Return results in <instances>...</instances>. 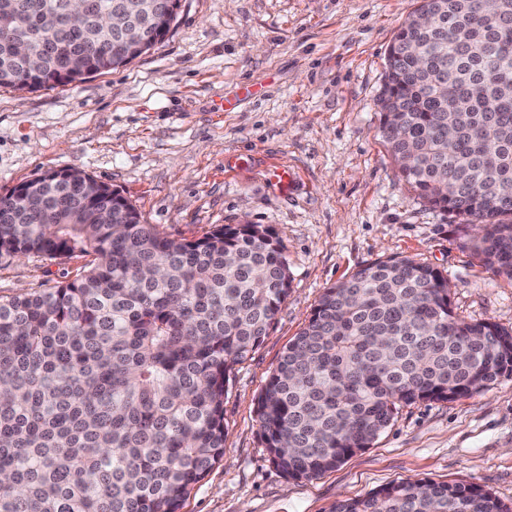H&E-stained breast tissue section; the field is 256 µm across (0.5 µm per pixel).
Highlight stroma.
I'll return each mask as SVG.
<instances>
[{
	"mask_svg": "<svg viewBox=\"0 0 512 512\" xmlns=\"http://www.w3.org/2000/svg\"><path fill=\"white\" fill-rule=\"evenodd\" d=\"M421 0H180L170 32L127 66L36 91L0 87V195L75 167L174 238L265 224L291 292L238 364L224 456L180 512H329L400 479L477 484L512 503V377L402 408L336 470L292 480L269 460L255 400L325 288L380 259L437 267L466 320L512 328V280L483 266L465 226L418 199L380 131L386 54ZM285 166L294 180L272 177ZM77 261L0 258V295L54 284Z\"/></svg>",
	"mask_w": 512,
	"mask_h": 512,
	"instance_id": "1",
	"label": "stroma"
}]
</instances>
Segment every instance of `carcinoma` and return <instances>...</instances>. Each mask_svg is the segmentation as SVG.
Segmentation results:
<instances>
[{
    "instance_id": "1",
    "label": "carcinoma",
    "mask_w": 512,
    "mask_h": 512,
    "mask_svg": "<svg viewBox=\"0 0 512 512\" xmlns=\"http://www.w3.org/2000/svg\"><path fill=\"white\" fill-rule=\"evenodd\" d=\"M59 0H0V87L59 84L143 54L90 20L63 36ZM163 0H97L139 15ZM389 48L380 129L403 179L473 226L468 245L512 279V0H422ZM35 33L38 76L7 45ZM460 106L448 111V100ZM0 197V257L82 259L73 278L0 295V512H179L224 456L234 366L269 336L291 290L271 227L197 240L147 224L74 168ZM512 376V329L466 321L448 278L389 258L326 288L256 400L269 460L293 480L335 469L404 406L454 401ZM330 512H512L475 484L402 480Z\"/></svg>"
}]
</instances>
